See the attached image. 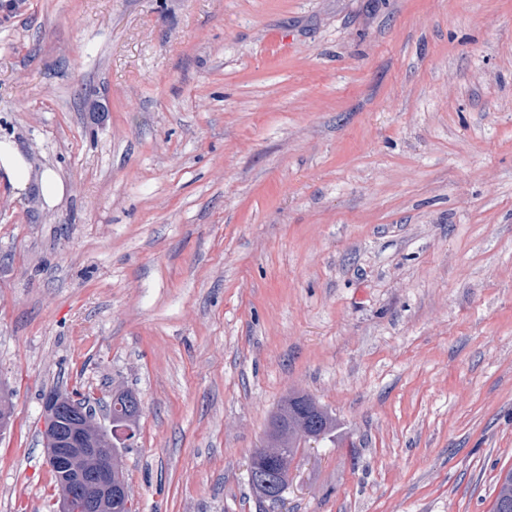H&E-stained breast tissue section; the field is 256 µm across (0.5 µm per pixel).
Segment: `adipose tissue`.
<instances>
[{
  "label": "adipose tissue",
  "mask_w": 512,
  "mask_h": 512,
  "mask_svg": "<svg viewBox=\"0 0 512 512\" xmlns=\"http://www.w3.org/2000/svg\"><path fill=\"white\" fill-rule=\"evenodd\" d=\"M0 172L18 193H25L30 186H37L40 197L47 207L57 206L66 194L63 179L51 169L33 173L16 142L0 140Z\"/></svg>",
  "instance_id": "ef3b65f1"
}]
</instances>
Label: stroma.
<instances>
[{
	"label": "stroma",
	"mask_w": 512,
	"mask_h": 512,
	"mask_svg": "<svg viewBox=\"0 0 512 512\" xmlns=\"http://www.w3.org/2000/svg\"><path fill=\"white\" fill-rule=\"evenodd\" d=\"M0 512L42 395L141 404L133 512H492L512 469V0H0ZM336 418L259 509L288 393ZM1 171L18 194L26 193L34 183L44 205L49 208L57 206L66 194L65 183L54 170L44 169L33 175L31 165L16 142L0 140Z\"/></svg>",
	"instance_id": "obj_1"
}]
</instances>
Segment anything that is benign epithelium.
<instances>
[{"mask_svg": "<svg viewBox=\"0 0 512 512\" xmlns=\"http://www.w3.org/2000/svg\"><path fill=\"white\" fill-rule=\"evenodd\" d=\"M43 410L49 466L70 474V480L59 486L57 512H112V502L119 500L126 512H132L128 489L113 481L120 473L121 457L101 450L103 442L112 447L114 436L123 442L132 439L122 418L109 412L107 423L97 421L88 403L74 393L45 394ZM248 475L252 483L266 488L264 499L277 502L282 498V487H269V481L251 465Z\"/></svg>", "mask_w": 512, "mask_h": 512, "instance_id": "7a95c632", "label": "benign epithelium"}]
</instances>
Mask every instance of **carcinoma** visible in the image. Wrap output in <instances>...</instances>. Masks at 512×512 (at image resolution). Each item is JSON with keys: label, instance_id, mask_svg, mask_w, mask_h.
Segmentation results:
<instances>
[{"label": "carcinoma", "instance_id": "carcinoma-1", "mask_svg": "<svg viewBox=\"0 0 512 512\" xmlns=\"http://www.w3.org/2000/svg\"><path fill=\"white\" fill-rule=\"evenodd\" d=\"M311 427L326 439L336 429V418L306 394L289 395L273 415L267 430L270 447L281 449V453L257 455L255 469L285 483L288 467L298 453L305 432ZM502 500L512 501V469L499 475L496 482L495 502Z\"/></svg>", "mask_w": 512, "mask_h": 512}]
</instances>
